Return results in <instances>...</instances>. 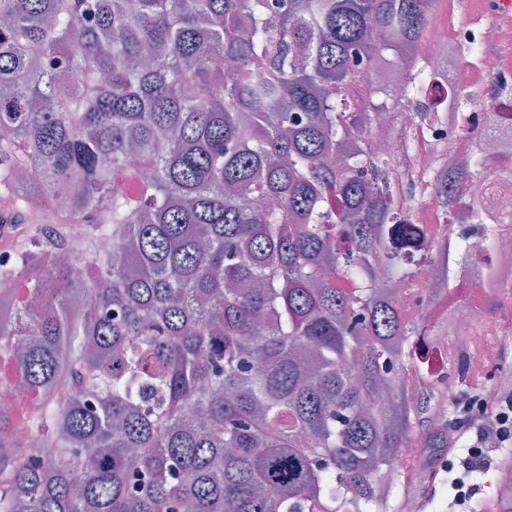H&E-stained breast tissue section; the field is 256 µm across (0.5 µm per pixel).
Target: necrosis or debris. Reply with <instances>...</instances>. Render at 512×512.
<instances>
[{"label":"necrosis or debris","instance_id":"4bbe7bcc","mask_svg":"<svg viewBox=\"0 0 512 512\" xmlns=\"http://www.w3.org/2000/svg\"><path fill=\"white\" fill-rule=\"evenodd\" d=\"M431 15L425 34L408 50L413 67L407 81L393 84L390 104L379 120L387 130L382 142L399 172L407 221L422 227L437 247L433 254L413 242L402 248L417 271L414 280L396 286L395 300L408 314L418 311L424 293L447 297L452 280L470 295L483 293L487 266L478 253L459 254L457 240L465 225L441 204L437 179L456 160L488 151L512 165V0H483L466 13L457 12L448 0H432ZM473 87L480 88L484 99L472 111L475 127L483 131L478 138L463 133L459 122L461 97ZM480 210L499 221L504 247L496 261L495 299L500 314L511 319L512 177L498 181ZM421 353L424 370L438 378L445 396L457 393L463 376H484L490 370L486 359L475 357L461 376L449 372L445 350L426 342Z\"/></svg>","mask_w":512,"mask_h":512}]
</instances>
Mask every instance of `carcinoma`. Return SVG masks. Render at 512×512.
I'll return each mask as SVG.
<instances>
[{"label": "carcinoma", "mask_w": 512, "mask_h": 512, "mask_svg": "<svg viewBox=\"0 0 512 512\" xmlns=\"http://www.w3.org/2000/svg\"><path fill=\"white\" fill-rule=\"evenodd\" d=\"M430 17V0H0V204L25 225L0 280L26 287L0 298V349L53 448L7 442L0 413V512L397 510L381 471L443 435L423 439L401 387L420 324L377 283L415 271L390 245L395 169L361 63L404 70ZM490 162L437 194L495 182ZM78 224L94 280L61 250ZM498 244L485 224L475 246Z\"/></svg>", "instance_id": "1"}]
</instances>
